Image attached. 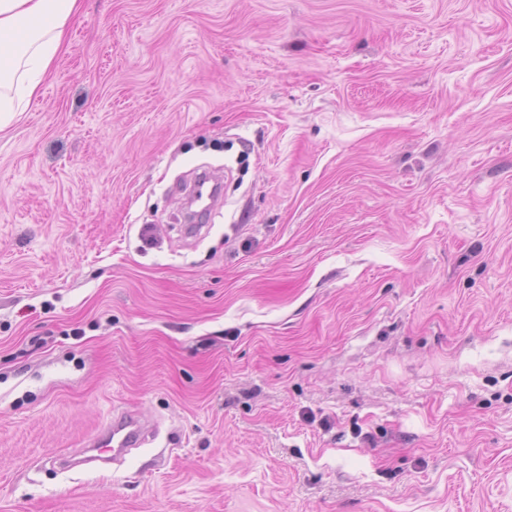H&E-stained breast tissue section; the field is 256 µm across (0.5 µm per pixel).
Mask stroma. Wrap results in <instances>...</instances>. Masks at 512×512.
Instances as JSON below:
<instances>
[{"mask_svg": "<svg viewBox=\"0 0 512 512\" xmlns=\"http://www.w3.org/2000/svg\"><path fill=\"white\" fill-rule=\"evenodd\" d=\"M0 512H512V0H82L0 129ZM199 178L200 179L196 182L197 187H198L197 198L202 199V197H203L202 188L203 187L207 186V189H208L206 196H207V199L209 202L206 203L202 207L200 212L198 213L199 215H202L205 217V216H208L210 214V212L215 209V207L218 205L219 201L221 200L222 184L219 180L214 178V176L212 174H210L209 172H206V171L199 173ZM154 434L151 425L140 417L124 413L114 416L112 423L102 428L82 452L68 457H53L51 462L61 470H72L80 465L106 469L110 463L122 459L131 448L144 445ZM96 453V454H95Z\"/></svg>", "mask_w": 512, "mask_h": 512, "instance_id": "obj_1", "label": "stroma"}]
</instances>
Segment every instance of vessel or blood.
Wrapping results in <instances>:
<instances>
[{"label":"vessel or blood","instance_id":"obj_1","mask_svg":"<svg viewBox=\"0 0 512 512\" xmlns=\"http://www.w3.org/2000/svg\"><path fill=\"white\" fill-rule=\"evenodd\" d=\"M197 185L207 190V202L201 213L209 215L221 199L222 184L204 171L200 173ZM153 433L147 421L130 413H122L114 416L111 423L98 432L89 448L72 456L54 458L53 463L65 471L94 463L106 466L122 459L130 449L144 445Z\"/></svg>","mask_w":512,"mask_h":512}]
</instances>
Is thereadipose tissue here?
<instances>
[{"label":"adipose tissue","instance_id":"obj_1","mask_svg":"<svg viewBox=\"0 0 512 512\" xmlns=\"http://www.w3.org/2000/svg\"><path fill=\"white\" fill-rule=\"evenodd\" d=\"M80 0H0V127L36 97Z\"/></svg>","mask_w":512,"mask_h":512}]
</instances>
